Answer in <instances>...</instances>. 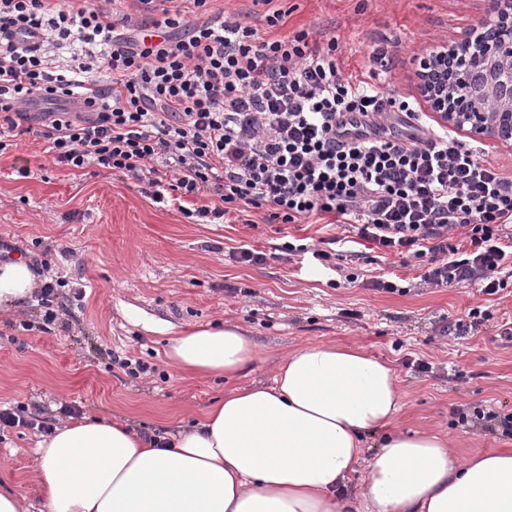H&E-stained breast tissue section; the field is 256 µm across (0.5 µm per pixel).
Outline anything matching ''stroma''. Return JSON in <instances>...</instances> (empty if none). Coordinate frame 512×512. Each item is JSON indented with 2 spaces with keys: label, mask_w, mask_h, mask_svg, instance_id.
Returning a JSON list of instances; mask_svg holds the SVG:
<instances>
[{
  "label": "stroma",
  "mask_w": 512,
  "mask_h": 512,
  "mask_svg": "<svg viewBox=\"0 0 512 512\" xmlns=\"http://www.w3.org/2000/svg\"><path fill=\"white\" fill-rule=\"evenodd\" d=\"M214 11L237 12L265 39L307 33L309 41H336L343 79L366 81L390 96H416V60L428 50L474 32L485 0H214ZM284 14L267 26V9ZM389 43L391 71L377 72L370 57ZM264 211L229 216L223 224H194L178 203L158 204L143 183L96 167L74 171L44 153L42 141L22 133L0 154V243L26 260L48 263L67 280L54 323L27 305L0 314V409L24 406L27 426L0 431V475L35 500L33 448L37 422L58 423L64 409L120 417L144 433L202 417L231 385H268L274 361L308 344H357L391 362L402 397V430L447 434L456 453L512 449V438L478 427H450L457 407L512 411V284L495 295L477 285L416 288L409 294L367 288V278L394 272L412 279L417 267L399 258L372 262L358 256L361 281L338 282L334 272L305 262L271 260L242 265L228 257L243 243L270 253L286 237L318 239L333 228L297 221L268 224ZM82 290L75 300L74 290ZM481 307L489 318L461 339L439 336L442 318ZM145 314L176 326L231 321L257 345L254 361L235 379L191 377L165 354L167 334L137 323ZM31 330H23V323ZM146 364L131 375L123 359ZM431 363L428 373L406 359Z\"/></svg>",
  "instance_id": "1"
}]
</instances>
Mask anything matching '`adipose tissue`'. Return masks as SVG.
Listing matches in <instances>:
<instances>
[{
  "mask_svg": "<svg viewBox=\"0 0 512 512\" xmlns=\"http://www.w3.org/2000/svg\"><path fill=\"white\" fill-rule=\"evenodd\" d=\"M40 281L24 260L0 262V312ZM142 324L169 334L182 372L228 378L256 355L230 322ZM400 410L390 362L306 345L277 360L272 385L233 388L189 426L149 439L103 417L55 427L35 451L39 512H512V451L461 459L441 435L386 433ZM357 472V494L341 496Z\"/></svg>",
  "mask_w": 512,
  "mask_h": 512,
  "instance_id": "obj_1",
  "label": "adipose tissue"
}]
</instances>
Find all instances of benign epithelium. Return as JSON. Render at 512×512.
Returning a JSON list of instances; mask_svg holds the SVG:
<instances>
[{
    "mask_svg": "<svg viewBox=\"0 0 512 512\" xmlns=\"http://www.w3.org/2000/svg\"><path fill=\"white\" fill-rule=\"evenodd\" d=\"M477 39L422 57L417 90L442 122L512 143V0H486Z\"/></svg>",
    "mask_w": 512,
    "mask_h": 512,
    "instance_id": "obj_1",
    "label": "benign epithelium"
}]
</instances>
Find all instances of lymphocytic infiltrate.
<instances>
[{"mask_svg": "<svg viewBox=\"0 0 512 512\" xmlns=\"http://www.w3.org/2000/svg\"><path fill=\"white\" fill-rule=\"evenodd\" d=\"M210 0H133L134 13L89 0H0V151L33 99L83 97L88 113L48 112L40 137L56 163L130 176L155 202L216 197L184 209L202 224L238 208L288 224L331 216V249L285 242L281 257L331 266L335 245L364 241L423 266L421 286L461 282L493 295L512 282V178L443 125L402 132L416 108L344 80L335 42L265 40ZM150 31L133 33V15ZM69 49L66 62L58 52ZM357 131L341 137L343 117ZM174 164L170 183L153 163ZM464 239L452 242L450 232Z\"/></svg>", "mask_w": 512, "mask_h": 512, "instance_id": "obj_1", "label": "lymphocytic infiltrate"}]
</instances>
